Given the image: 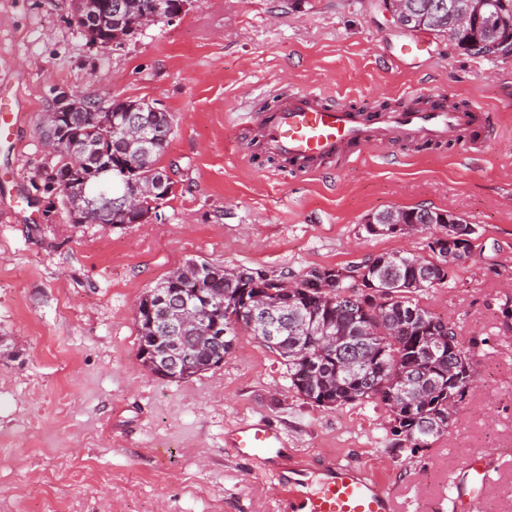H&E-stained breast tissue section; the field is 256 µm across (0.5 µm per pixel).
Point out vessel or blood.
I'll return each mask as SVG.
<instances>
[{"label":"vessel or blood","instance_id":"vessel-or-blood-1","mask_svg":"<svg viewBox=\"0 0 512 512\" xmlns=\"http://www.w3.org/2000/svg\"><path fill=\"white\" fill-rule=\"evenodd\" d=\"M409 106L362 107L321 91L280 95L259 131L263 154L286 162L291 173L315 175L396 141L442 144L457 138L473 150L496 128L494 113L470 104L451 105L449 95L429 97L425 88L408 91ZM224 445L243 459L268 463L288 494L292 512H396L391 493L358 467L335 461L283 466L284 433L261 420L239 423ZM488 471L468 461L454 492L457 512H482Z\"/></svg>","mask_w":512,"mask_h":512}]
</instances>
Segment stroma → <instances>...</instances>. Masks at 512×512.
<instances>
[{
	"label": "stroma",
	"instance_id": "35a3bbf8",
	"mask_svg": "<svg viewBox=\"0 0 512 512\" xmlns=\"http://www.w3.org/2000/svg\"><path fill=\"white\" fill-rule=\"evenodd\" d=\"M376 3L192 0L176 21L102 47L73 22V0H0V84L24 113L17 150L0 147V210L11 212L0 219V512H288L271 473L224 446L250 418L286 432L289 457L361 466L402 512H451V481L483 458L484 512H512V329L500 311L512 296V55L473 56L437 37L431 60L396 67L405 33ZM412 85L494 110L498 137L474 156L398 141L321 179L260 153L241 120L296 88L396 104ZM62 91L174 114L159 164L176 194L161 220L75 224L60 192H40L53 161L42 119ZM423 206L478 229L449 286L419 298L455 323L478 374L430 448L401 447L382 405L304 399L242 330L221 365L191 379L140 365L137 302L186 260L294 282L314 267L423 252L433 229L363 228L374 213Z\"/></svg>",
	"mask_w": 512,
	"mask_h": 512
}]
</instances>
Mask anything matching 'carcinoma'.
Returning <instances> with one entry per match:
<instances>
[{
    "mask_svg": "<svg viewBox=\"0 0 512 512\" xmlns=\"http://www.w3.org/2000/svg\"><path fill=\"white\" fill-rule=\"evenodd\" d=\"M467 0H408L413 18L409 33L443 36L463 48L469 32L454 26L455 14ZM110 32L116 45L139 32L136 12L125 17L100 20L86 32L89 41ZM136 107L128 112L126 108ZM143 119L152 130L143 146L120 140L112 124ZM169 112L154 111L142 100H114L106 106L82 102L67 113L65 130L56 151V161L44 173L46 186H58L74 223L87 217L89 224L121 228L136 223L137 214L118 199L131 183L140 186L145 211L158 210L175 194H152L159 159L174 131ZM415 224H435L442 211L427 208L404 210ZM191 278L174 282L167 278L147 291L139 301L136 324L139 345H163L166 321L192 306L202 314L217 316L224 337L205 336L194 326L180 331V345L189 355L169 379L183 380L219 366L228 354L236 320L242 309L245 270H228L206 261L188 259ZM348 276L342 287L312 290L288 306V312L315 320L332 333L328 341L319 336H301L291 320L280 324L272 339L254 327L246 329L288 370L291 386L317 406L322 400L334 406L375 399L384 405L393 431L408 448H428L448 429L453 415L473 388L475 368L459 341L456 326L420 306L416 296L447 284L453 277L441 254L385 253L368 257L344 268Z\"/></svg>",
    "mask_w": 512,
    "mask_h": 512,
    "instance_id": "cac0c4a2",
    "label": "carcinoma"
}]
</instances>
